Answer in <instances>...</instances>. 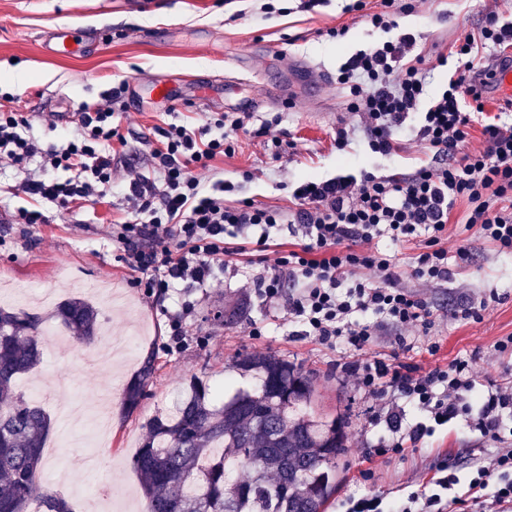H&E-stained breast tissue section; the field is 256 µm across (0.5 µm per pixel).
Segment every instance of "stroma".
<instances>
[{"instance_id": "1", "label": "stroma", "mask_w": 512, "mask_h": 512, "mask_svg": "<svg viewBox=\"0 0 512 512\" xmlns=\"http://www.w3.org/2000/svg\"><path fill=\"white\" fill-rule=\"evenodd\" d=\"M348 3L328 0L307 12L300 0H0V71L23 75L0 84V90L13 95L14 108L29 114L32 134L41 145L59 148L65 137L80 131L79 105L101 102L113 85L135 79H212L223 75L229 59H240V79L232 91L214 90L204 99L166 104L147 95L141 105L115 113L112 123L123 137L112 145L117 175L133 171L152 176L155 127L169 122L199 127L240 111L242 101L253 97L262 106L252 112V125L270 123V136L288 143L286 154L272 161L263 139L242 134L234 154L214 165L226 180L239 184L238 198L285 208L300 182L348 172L410 173L427 159L414 143L388 157L371 153L361 141L347 153L337 152V126L359 121L349 109V86L337 79L339 68L351 55L386 38L365 25L358 12L348 11ZM491 10L512 21V0H417L399 24L417 35L419 50L433 56L476 33ZM62 25L98 30L99 51L84 58L44 56L41 33ZM341 27L345 35L330 36V29ZM292 57L308 65L312 92L297 96L288 108L266 102ZM276 115L281 121L275 125L271 119ZM50 117L57 124L53 132L46 125ZM246 171L251 174L247 181L242 178ZM25 178L11 167L0 170V288L28 287L29 296L11 301V308L44 318L42 362L19 379L18 388L53 422L41 483L63 495L75 512H87V499L94 494L102 512H142L139 480L130 461L147 421L171 411L190 377L212 387L223 385L226 366L246 354L272 355L301 367L317 392L313 411L344 416L348 452L339 463L337 501L368 492L390 500L423 489L434 463L444 458L465 482L471 466L485 457L488 442L456 426L439 429L403 452L375 457L372 441L362 434L372 401L343 386L339 375L342 364L368 354L399 356L422 373L471 356L481 383L512 377V357L494 349L498 339L512 334V258L498 256L490 243L471 239L469 258L454 285L429 292L428 300L442 318L430 335L408 337L407 350H400L389 335L377 337L364 353L293 335L283 309L258 306L238 275L212 288L190 282L172 288L167 306L190 301L198 315L184 347L169 352L165 318L132 286L133 274L112 241L113 224L130 218L121 190L62 210L26 194ZM20 207L41 209L46 223H14L12 213ZM39 289L50 290L58 303L81 297L97 307L93 346L70 336L51 318L50 306L34 303L31 294ZM484 296L490 302L480 319L451 317V310ZM253 320L263 325V335H250ZM434 341L441 349L432 355L427 347ZM150 356L158 370L138 408L124 414L123 390Z\"/></svg>"}]
</instances>
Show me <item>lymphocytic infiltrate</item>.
Instances as JSON below:
<instances>
[{
    "instance_id": "lymphocytic-infiltrate-1",
    "label": "lymphocytic infiltrate",
    "mask_w": 512,
    "mask_h": 512,
    "mask_svg": "<svg viewBox=\"0 0 512 512\" xmlns=\"http://www.w3.org/2000/svg\"><path fill=\"white\" fill-rule=\"evenodd\" d=\"M379 2L376 11L367 10L365 0H355L353 8L387 32V40L349 57L338 79L350 87V109L372 152L387 156L414 140L430 153L429 164L409 174L307 181L285 209L247 199L231 203L230 183L219 179L204 188L194 171L234 154L241 132L266 138L272 158L281 159L282 143L270 137L268 125L254 128L244 117L223 115L198 128L175 122L156 127L154 175H135L125 186L133 219L113 225L112 239L136 274L134 286L163 312L175 346H182L195 306L166 310L170 288L178 281L209 286L233 255L253 267L249 284L259 305H285L300 335L356 351L387 332L402 345L406 330L427 333L435 325L428 300L402 285L392 255L378 246L380 238L418 242L410 276L431 288L454 283L470 237L512 256V121L486 115L484 89L476 82L478 61L512 44V25L487 12L477 33L450 54L437 55L450 72L431 93L427 59L416 53L415 35L398 30V17L410 4ZM122 93L117 87L101 103L80 105L81 133L59 150L41 148L31 137L26 113L0 108V166L40 161L50 177L30 180L23 189L62 209L111 193L106 148L119 135L112 116ZM477 127L483 146L472 150L468 144ZM60 170L66 178H57ZM452 224L463 233L453 252ZM280 225L287 226L289 239L271 243L270 233ZM342 370L373 400L381 401L382 386L393 390L394 401L383 403L369 426L377 454L402 451L404 442L419 443L451 422L496 445L489 462L476 463L465 493L454 494L460 479L443 460L431 492L414 491L388 503L365 494L341 501L342 512H493L512 505V448L505 445L504 425L512 417V384L478 383L472 360L462 357L422 374L381 359L347 363Z\"/></svg>"
}]
</instances>
